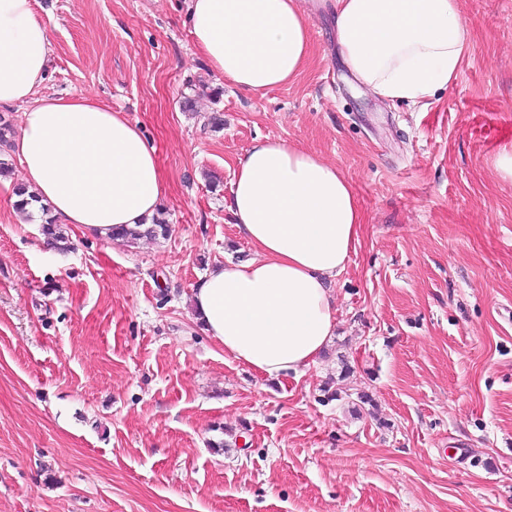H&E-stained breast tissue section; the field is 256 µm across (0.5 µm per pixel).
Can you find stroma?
Masks as SVG:
<instances>
[{
    "mask_svg": "<svg viewBox=\"0 0 512 512\" xmlns=\"http://www.w3.org/2000/svg\"><path fill=\"white\" fill-rule=\"evenodd\" d=\"M460 7L473 50L422 107L355 85L325 9L311 66L252 94L197 52L186 0H35L39 96L138 121L170 232L68 225L53 251L14 208L19 163L0 177V512H512V0ZM258 137L335 164L363 213L323 355L271 379L191 308L253 255L227 205Z\"/></svg>",
    "mask_w": 512,
    "mask_h": 512,
    "instance_id": "1",
    "label": "stroma"
}]
</instances>
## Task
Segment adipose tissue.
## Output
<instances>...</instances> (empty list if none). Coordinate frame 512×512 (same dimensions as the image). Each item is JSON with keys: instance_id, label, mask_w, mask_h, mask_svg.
I'll return each instance as SVG.
<instances>
[{"instance_id": "1", "label": "adipose tissue", "mask_w": 512, "mask_h": 512, "mask_svg": "<svg viewBox=\"0 0 512 512\" xmlns=\"http://www.w3.org/2000/svg\"><path fill=\"white\" fill-rule=\"evenodd\" d=\"M342 64L388 102L448 88L473 47L459 0H331ZM198 52L226 84L259 93L296 79L313 46L301 0H188ZM50 50L33 0H0V105L25 106L11 142L22 180L63 224L103 237L151 223L169 193L137 122L94 97H37ZM251 258L210 269L194 317L225 355L266 377L316 364L336 328L331 283L363 222L351 183L296 144L255 139L228 204Z\"/></svg>"}]
</instances>
